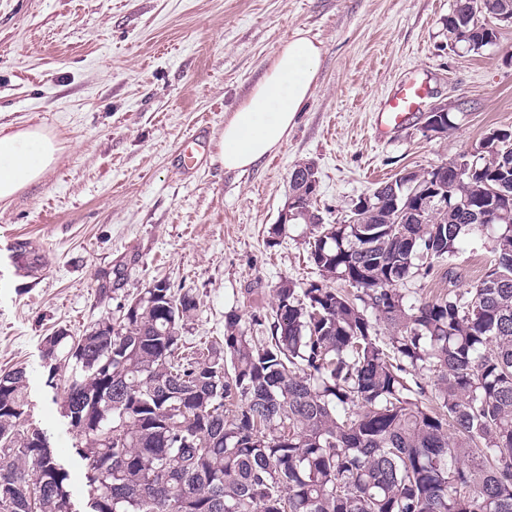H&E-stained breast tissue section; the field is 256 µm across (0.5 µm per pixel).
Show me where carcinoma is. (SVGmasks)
Wrapping results in <instances>:
<instances>
[{
	"mask_svg": "<svg viewBox=\"0 0 512 512\" xmlns=\"http://www.w3.org/2000/svg\"><path fill=\"white\" fill-rule=\"evenodd\" d=\"M486 14L512 17V0L448 15L476 31L471 51ZM492 134L497 151L445 163L444 205L400 212L386 182L325 224L305 200L320 279L275 289L268 336L231 310L220 343L181 357L197 297L146 287L117 320L47 337L46 358L71 363L92 512H512V127ZM491 228L476 284L409 298L408 279ZM26 384L0 374V512H69L67 473L24 425Z\"/></svg>",
	"mask_w": 512,
	"mask_h": 512,
	"instance_id": "carcinoma-1",
	"label": "carcinoma"
}]
</instances>
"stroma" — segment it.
Listing matches in <instances>:
<instances>
[{
	"instance_id": "obj_1",
	"label": "stroma",
	"mask_w": 512,
	"mask_h": 512,
	"mask_svg": "<svg viewBox=\"0 0 512 512\" xmlns=\"http://www.w3.org/2000/svg\"><path fill=\"white\" fill-rule=\"evenodd\" d=\"M455 0H0V124L41 125L59 142L43 179L0 207V373L27 372V422L69 474L71 512H91L88 466L64 414L71 367L45 357L47 336H79L118 318L152 280L199 300L182 331L193 354L236 311L263 336L274 288L315 279L307 224L272 236L292 167L312 164L324 223L407 171L471 154L512 126V23L494 45L452 47ZM299 29L321 42L319 76L294 129L262 166L225 171L215 158L224 121ZM428 94L384 140L374 120L403 79ZM453 103L456 127L433 137L424 109ZM209 133V158L182 176L176 152ZM19 241L26 265L4 249ZM493 239L463 241L452 269L410 282L434 299L471 287ZM55 380H48L49 368Z\"/></svg>"
}]
</instances>
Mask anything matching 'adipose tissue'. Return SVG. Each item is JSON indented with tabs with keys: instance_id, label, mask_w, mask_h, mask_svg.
Wrapping results in <instances>:
<instances>
[{
	"instance_id": "adipose-tissue-1",
	"label": "adipose tissue",
	"mask_w": 512,
	"mask_h": 512,
	"mask_svg": "<svg viewBox=\"0 0 512 512\" xmlns=\"http://www.w3.org/2000/svg\"><path fill=\"white\" fill-rule=\"evenodd\" d=\"M323 48L296 30L224 124L217 158L228 171L263 163L287 141L316 82ZM52 136L38 127L0 124V204L38 183L57 161Z\"/></svg>"
}]
</instances>
